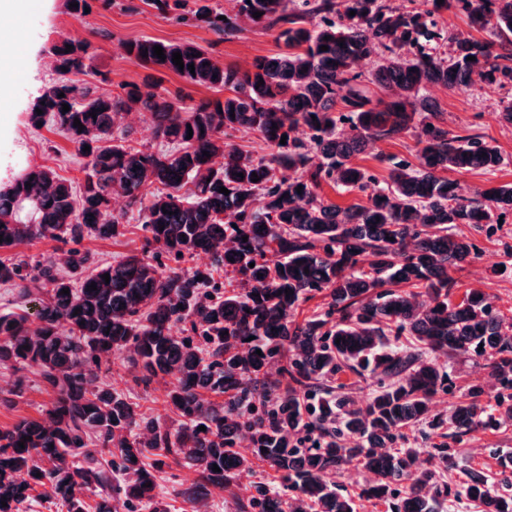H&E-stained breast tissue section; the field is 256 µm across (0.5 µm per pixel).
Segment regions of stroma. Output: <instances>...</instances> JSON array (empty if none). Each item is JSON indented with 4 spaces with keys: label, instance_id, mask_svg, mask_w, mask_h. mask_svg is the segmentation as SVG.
<instances>
[{
    "label": "stroma",
    "instance_id": "1",
    "mask_svg": "<svg viewBox=\"0 0 512 512\" xmlns=\"http://www.w3.org/2000/svg\"><path fill=\"white\" fill-rule=\"evenodd\" d=\"M90 9L83 15L73 14L68 0H30L22 21H5L12 32L5 47L15 56L12 93L0 101V186L8 184L29 167L50 168L74 186L84 179V158L78 154L56 123L36 128L29 116L33 103L54 75L51 47L60 39L86 40L97 49L90 69L79 75V82L102 92H119L121 85L135 84L142 90L158 92L172 101L192 105L217 98L218 90L189 82L167 71L145 67L127 58L123 42L154 38L173 43H190L201 47L224 65L249 69L254 59L271 55L283 47L278 29L264 30L246 20H239L234 31L217 36L207 27L177 22L172 15L159 13L142 0H88ZM441 110L444 125L452 133L478 135L497 146L502 164L495 174L479 171L456 174L463 195L490 184L512 183V127H506L501 112L512 103V85L476 84L455 90L433 87L428 91ZM415 141L403 133L371 144L355 158L375 181H386L394 162L411 158ZM115 212L123 216L118 236L100 240L84 237L81 247L91 263H117L141 253L144 245L137 210L127 208L123 198L112 202ZM458 234L472 239L479 249L478 258L456 272L455 296L465 289L479 287L491 294L497 308H512V222L494 225L491 232H478L461 225ZM439 365L450 374L448 389L437 398L438 409L452 408L472 386L483 387L493 396L494 383L482 360L457 357L440 359ZM135 372L123 359L102 364L101 382L138 403L154 420L170 425L175 417L166 404V387L159 383L136 384ZM24 379L20 397L11 391L17 379ZM52 397L40 382L39 375L0 365V428L10 427L19 417L44 418ZM512 455V427L497 432H478L467 436L455 447L456 466L448 473L452 485H459L466 471L481 468L497 475L503 457Z\"/></svg>",
    "mask_w": 512,
    "mask_h": 512
}]
</instances>
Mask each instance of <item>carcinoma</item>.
<instances>
[{"label":"carcinoma","mask_w":512,"mask_h":512,"mask_svg":"<svg viewBox=\"0 0 512 512\" xmlns=\"http://www.w3.org/2000/svg\"><path fill=\"white\" fill-rule=\"evenodd\" d=\"M143 2L163 14L181 9L179 19L219 35L230 25L205 4ZM290 2L236 0L237 15L252 24L282 27L285 46L245 72L193 44L121 45L140 65L231 91L189 106L133 84L99 93L72 79L95 57L91 43L65 38L51 47L57 78L36 98L30 122L63 129L86 159L85 179L77 189L50 168L31 167L0 188V252L35 238L69 246L63 275L53 259L31 274L0 258L1 283L23 297L37 283L46 295L35 331L24 312L0 314V362L37 370L53 393L47 419L22 417L0 429V512H25L34 488L46 484L66 512H170L155 490L173 464L195 472L179 492L193 505H205L215 489L231 492L239 471L267 466L294 494L284 499L259 482L247 502L234 501L235 512H357L335 481L356 467L369 474L359 497L389 512H447L451 444L512 427V316L481 288L454 301L452 277L478 258L475 243L453 229L482 231L512 216V183L461 195L448 172L492 173L501 153L450 133L424 96L432 86L512 84V0H424L420 8L415 0ZM448 11L464 15L478 36L454 38L445 58L429 45L442 38L438 18ZM156 45L165 59L154 55ZM175 52L186 68L174 65ZM372 58V71H357ZM136 109L151 111L156 136L173 149L128 144L120 122ZM411 129L415 161L395 162L389 181L369 188L371 176L353 158ZM228 131L257 132L275 152L245 154L224 140ZM323 180L371 192L341 208L319 196ZM116 196L143 212V252L88 274L77 245L86 235L120 234ZM199 251L209 267H181ZM220 273L239 276V288H224ZM316 293L330 298L328 309L297 321L300 304ZM123 353L140 382L169 381L177 425H160L98 384L101 363ZM433 354L483 359L498 385L494 404L473 387L449 411H434L448 374ZM347 373L381 376L365 405L339 393ZM423 424L441 438L429 467L418 449L397 447ZM301 430L322 443L299 447ZM241 434L246 454L236 449ZM89 493L98 497L93 507ZM458 493L478 512H512V495L482 470L466 472Z\"/></svg>","instance_id":"cac0c4a2"}]
</instances>
